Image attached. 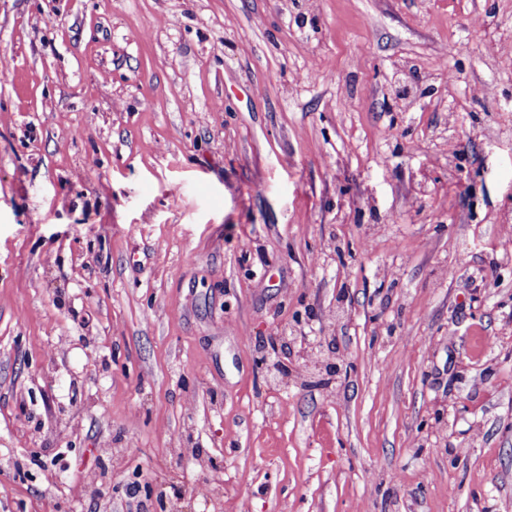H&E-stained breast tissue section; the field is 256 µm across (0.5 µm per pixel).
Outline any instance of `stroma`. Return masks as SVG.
I'll return each instance as SVG.
<instances>
[{
	"instance_id": "35a3bbf8",
	"label": "stroma",
	"mask_w": 512,
	"mask_h": 512,
	"mask_svg": "<svg viewBox=\"0 0 512 512\" xmlns=\"http://www.w3.org/2000/svg\"><path fill=\"white\" fill-rule=\"evenodd\" d=\"M500 127L512 0H0V512H512Z\"/></svg>"
}]
</instances>
